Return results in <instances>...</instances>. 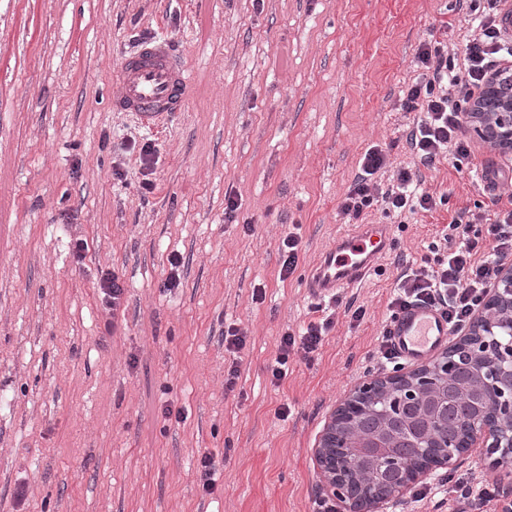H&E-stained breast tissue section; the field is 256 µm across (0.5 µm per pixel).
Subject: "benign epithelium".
<instances>
[{
  "label": "benign epithelium",
  "mask_w": 512,
  "mask_h": 512,
  "mask_svg": "<svg viewBox=\"0 0 512 512\" xmlns=\"http://www.w3.org/2000/svg\"><path fill=\"white\" fill-rule=\"evenodd\" d=\"M467 119L484 142L512 152L511 69L490 77ZM450 405L473 406L459 440L448 435ZM357 409L378 415L380 429L358 432ZM479 440L497 463L512 456V264L486 289L467 333L435 362L357 383L312 454L337 512H386Z\"/></svg>",
  "instance_id": "obj_1"
}]
</instances>
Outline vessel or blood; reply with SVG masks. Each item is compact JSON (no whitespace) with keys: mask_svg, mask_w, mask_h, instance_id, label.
<instances>
[{"mask_svg":"<svg viewBox=\"0 0 512 512\" xmlns=\"http://www.w3.org/2000/svg\"><path fill=\"white\" fill-rule=\"evenodd\" d=\"M118 92L112 101L117 112L132 113L150 128L164 127L184 110L189 96V69L169 41H144L124 57L115 70ZM391 242L386 224H363L341 237L326 253L308 280V291L321 299L359 282ZM391 341L400 359L418 363L429 359L448 342V323L430 306L398 311L388 322Z\"/></svg>","mask_w":512,"mask_h":512,"instance_id":"1","label":"vessel or blood"}]
</instances>
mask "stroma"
Segmentation results:
<instances>
[{
    "instance_id": "1",
    "label": "stroma",
    "mask_w": 512,
    "mask_h": 512,
    "mask_svg": "<svg viewBox=\"0 0 512 512\" xmlns=\"http://www.w3.org/2000/svg\"><path fill=\"white\" fill-rule=\"evenodd\" d=\"M469 18L456 0H0V512H313L312 449L383 372L403 263L490 206L477 170L505 157L473 138L468 159L422 169L431 211L371 210L391 246L326 305L313 357L290 354L278 382L271 367L281 337L320 317L307 279L349 229L339 204L364 151L386 142L394 165L413 161L418 115L395 103L420 41L461 53ZM150 38L192 74L161 130L112 109L114 69ZM290 232L300 261L283 280ZM109 271L125 285L111 333ZM231 324L247 336L235 355Z\"/></svg>"
}]
</instances>
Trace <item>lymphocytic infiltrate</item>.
<instances>
[{
  "label": "lymphocytic infiltrate",
  "instance_id": "1",
  "mask_svg": "<svg viewBox=\"0 0 512 512\" xmlns=\"http://www.w3.org/2000/svg\"><path fill=\"white\" fill-rule=\"evenodd\" d=\"M500 13L501 0H487L464 36L462 56L449 54L438 41L419 44L414 76L400 99L403 111L419 115L406 137L418 166L392 168L390 147L369 146L340 202V212L349 223H360L377 206L387 213L431 210L435 201L421 187V168L433 167L446 154L458 160L470 157L466 114L478 90L512 57V39L501 29ZM428 250L420 263L404 266L389 310L432 305L447 318L450 332L459 333L472 323L499 264L512 258V208L491 215L461 213ZM330 324V319L322 318L309 322L300 335L282 336L273 377L282 378L281 367L292 347L301 346L308 354L318 350Z\"/></svg>",
  "mask_w": 512,
  "mask_h": 512
}]
</instances>
